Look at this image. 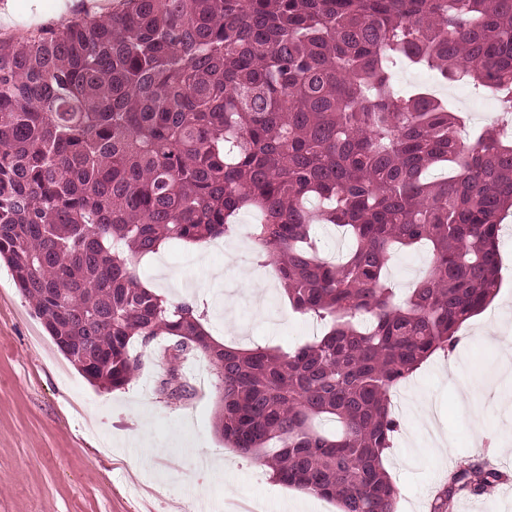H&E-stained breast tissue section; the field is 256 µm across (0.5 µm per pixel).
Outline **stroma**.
<instances>
[{
  "instance_id": "1",
  "label": "stroma",
  "mask_w": 512,
  "mask_h": 512,
  "mask_svg": "<svg viewBox=\"0 0 512 512\" xmlns=\"http://www.w3.org/2000/svg\"><path fill=\"white\" fill-rule=\"evenodd\" d=\"M392 80L449 99L467 132L490 121L476 113L477 106L493 105L489 90L460 97L457 83L415 66L396 68ZM256 221L255 212L245 211L224 240L165 247L139 259L141 281L170 299L195 302L210 332L225 342L285 349L321 336L322 325L291 309L273 266L259 258L250 238ZM501 253L498 294L460 329L452 363L469 376L490 370L498 344L512 340V222ZM242 273L263 283L262 299L240 283ZM131 351L142 360L131 383L117 390L91 385L0 263V512H234L242 501L261 512H337L335 503L273 482L266 467L225 444L215 428L219 393L203 355L182 366L194 396L173 404L156 392L168 370L159 344L136 343ZM452 363L432 356L394 396L402 428L385 467L402 512H430L433 491L460 460L512 470V386L463 404L446 377ZM421 396L451 445L447 458L432 453L421 418L410 413Z\"/></svg>"
}]
</instances>
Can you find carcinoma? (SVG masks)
<instances>
[{
    "label": "carcinoma",
    "instance_id": "carcinoma-1",
    "mask_svg": "<svg viewBox=\"0 0 512 512\" xmlns=\"http://www.w3.org/2000/svg\"><path fill=\"white\" fill-rule=\"evenodd\" d=\"M400 62L512 113V0H124L0 40V260L55 345L115 390L133 342L165 336L157 393L178 402L194 389L177 364L205 355L224 441L339 512H397L391 394L494 299L512 214V135L463 141L448 101L394 87ZM250 210L292 309L324 323L310 343H220L136 274ZM318 224L351 241L341 261ZM419 244L430 269L400 299L388 262ZM501 482L462 461L433 512Z\"/></svg>",
    "mask_w": 512,
    "mask_h": 512
}]
</instances>
